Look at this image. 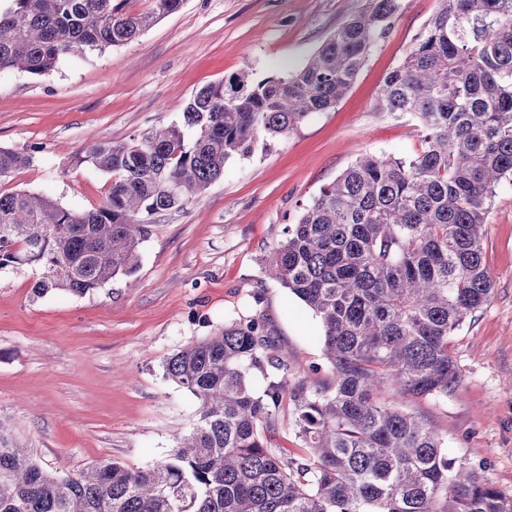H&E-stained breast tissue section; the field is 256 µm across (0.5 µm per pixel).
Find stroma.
<instances>
[{"label":"stroma","instance_id":"1","mask_svg":"<svg viewBox=\"0 0 512 512\" xmlns=\"http://www.w3.org/2000/svg\"><path fill=\"white\" fill-rule=\"evenodd\" d=\"M335 108L288 137L228 161L198 199L149 216L139 266L83 296L37 298L36 266L0 269V424L47 471L73 476L114 460L132 469L167 460L199 403L164 373L166 358L224 324L262 312L289 383L332 382L319 319L264 272V260L325 184L371 152L410 157L421 147L409 117L377 109L386 76L406 57L438 0H400ZM368 0H183L137 40L72 56L38 78L0 75V148L31 163L2 191L49 196L86 211L105 200L109 176L81 160L101 141L182 123L190 97L243 69L287 76ZM490 301L452 333L462 381L444 398L408 402L448 441L450 456L483 464L512 493V181L498 186L483 240ZM283 401L262 425L267 445L307 450Z\"/></svg>","mask_w":512,"mask_h":512}]
</instances>
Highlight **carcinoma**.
<instances>
[{"label": "carcinoma", "mask_w": 512, "mask_h": 512, "mask_svg": "<svg viewBox=\"0 0 512 512\" xmlns=\"http://www.w3.org/2000/svg\"><path fill=\"white\" fill-rule=\"evenodd\" d=\"M182 0H10L0 9V73L48 77L61 58L127 44ZM400 0H370L287 77L246 69L194 93L183 125L83 161L112 176L105 202L75 212L0 191V268H43L33 295H85L138 265L142 215L199 198L226 163L336 106ZM378 110L417 122L415 155L363 154L320 189L265 272L317 317L326 386L294 385L255 314L164 361L198 400L192 430L145 469L102 461L76 476L46 471L0 426V512H512L484 470L448 457L445 438L404 402L446 397L462 378L448 337L491 298L484 225L512 177V0H440ZM31 156L0 148V178ZM267 380L254 394L249 372ZM392 393V399L385 394ZM294 402L308 455L289 459L260 426Z\"/></svg>", "instance_id": "cac0c4a2"}]
</instances>
